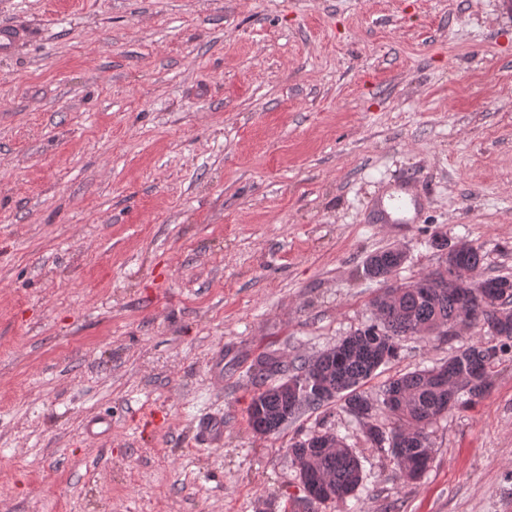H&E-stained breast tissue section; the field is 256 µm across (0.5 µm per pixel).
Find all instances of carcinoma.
<instances>
[{
  "mask_svg": "<svg viewBox=\"0 0 512 512\" xmlns=\"http://www.w3.org/2000/svg\"><path fill=\"white\" fill-rule=\"evenodd\" d=\"M404 256L390 248L370 256L368 274L382 284L371 301L374 322L358 328L316 358L285 361L260 356L252 376L260 386L249 406L252 428L274 434L308 408L336 401L351 416L365 409L369 426H361L375 447H387L400 477L422 478L431 448L428 429L461 403L482 398L490 387L491 369L499 353L512 348V277L481 279L484 291L467 287L478 276L481 246L459 242L455 266L444 258L411 283L394 276ZM465 322L479 326L497 343L482 339L462 346L441 365L417 369L385 381L377 393L364 386L382 365L395 360L410 339L438 336ZM290 381L308 386L297 398L285 390ZM288 453L302 484L323 483L330 493L316 502H343L364 485L366 475L352 448L328 428L313 431L291 444Z\"/></svg>",
  "mask_w": 512,
  "mask_h": 512,
  "instance_id": "obj_1",
  "label": "carcinoma"
}]
</instances>
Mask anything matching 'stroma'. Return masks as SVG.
Here are the masks:
<instances>
[{"instance_id":"1","label":"stroma","mask_w":512,"mask_h":512,"mask_svg":"<svg viewBox=\"0 0 512 512\" xmlns=\"http://www.w3.org/2000/svg\"><path fill=\"white\" fill-rule=\"evenodd\" d=\"M9 22L0 512H512V353L430 427L417 482L339 403L248 419L259 355L372 322L370 255L403 249L409 282L437 234L512 275V0H0ZM399 184L415 217L378 222ZM480 334L406 341L367 388ZM207 411L222 446L194 444ZM95 414L111 438L84 437ZM321 424L367 479L312 508L288 447Z\"/></svg>"}]
</instances>
